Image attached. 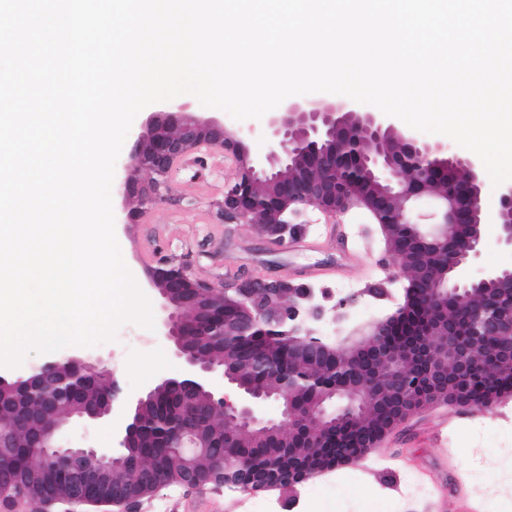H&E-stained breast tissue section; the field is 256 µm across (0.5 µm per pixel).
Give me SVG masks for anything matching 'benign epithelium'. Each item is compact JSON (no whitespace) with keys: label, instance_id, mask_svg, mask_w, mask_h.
<instances>
[{"label":"benign epithelium","instance_id":"1","mask_svg":"<svg viewBox=\"0 0 512 512\" xmlns=\"http://www.w3.org/2000/svg\"><path fill=\"white\" fill-rule=\"evenodd\" d=\"M264 136L270 151L253 158L242 135L220 120L190 115L187 103L161 105L126 165L119 190L125 223L143 216L181 159L202 147L227 152L238 174L224 187L225 223L254 224L262 212L266 230L281 240L282 225L306 207L331 217L364 207L407 270L403 304L352 347L308 337L278 359L271 350L292 336L283 330L292 316L288 284L250 279L214 288L185 262L148 266V284L160 298L159 326L182 376L131 397L100 360L49 356L25 374H0V414L7 417L0 423V463L15 457L22 435L32 462L23 474L0 467V512H50L56 502L132 512L168 485L158 467L139 460L149 427L163 447L180 449L182 485L256 492L353 463L402 421L438 403L474 411L512 396L511 385H471L479 372L495 375L512 365V263L464 275L484 249V170L477 158L400 132L344 100H292L272 112ZM410 167L420 171L414 180L406 177ZM496 220L497 244L512 253V183L502 189ZM472 289L485 290L478 308L466 300ZM248 340L256 350L243 360L238 346ZM351 357L361 374L336 373V359ZM302 367L332 381L299 400L290 388L302 380ZM162 399L177 417L147 421L145 406ZM270 399L281 401L278 419L261 413ZM62 402L83 425L127 413L116 445L64 443V425L55 421ZM217 414L219 436L209 429Z\"/></svg>","mask_w":512,"mask_h":512}]
</instances>
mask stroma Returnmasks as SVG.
I'll use <instances>...</instances> for the list:
<instances>
[{
  "mask_svg": "<svg viewBox=\"0 0 512 512\" xmlns=\"http://www.w3.org/2000/svg\"><path fill=\"white\" fill-rule=\"evenodd\" d=\"M238 167L232 157L204 152L203 161L177 170L169 192L136 224L115 227L125 264L150 302L145 268L152 259L189 263L214 287L239 278L287 282L298 291L301 333L350 345L394 314L406 279L388 256L378 225L362 210L340 222L294 217L279 242L250 224H226L213 206ZM76 356L107 360L124 390L136 394L179 375L170 345L128 321L112 340L78 347ZM461 512L476 501L482 512H512V397L482 412L439 404L412 415L378 448L357 461L326 470L291 488L254 493L228 488L168 486L140 512Z\"/></svg>",
  "mask_w": 512,
  "mask_h": 512,
  "instance_id": "35a3bbf8",
  "label": "stroma"
}]
</instances>
